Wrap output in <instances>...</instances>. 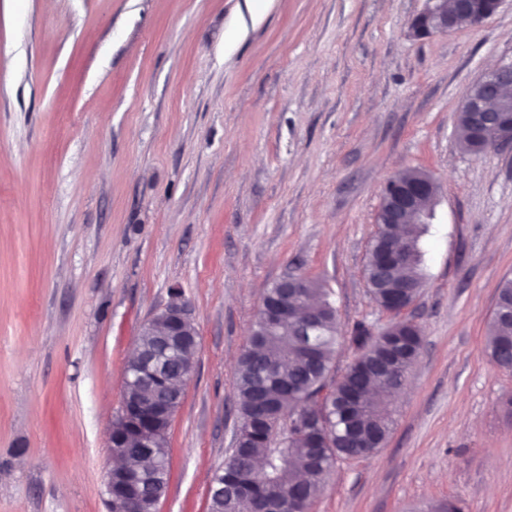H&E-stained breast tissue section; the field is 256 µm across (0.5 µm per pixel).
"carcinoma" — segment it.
I'll return each mask as SVG.
<instances>
[{
    "label": "carcinoma",
    "mask_w": 512,
    "mask_h": 512,
    "mask_svg": "<svg viewBox=\"0 0 512 512\" xmlns=\"http://www.w3.org/2000/svg\"><path fill=\"white\" fill-rule=\"evenodd\" d=\"M427 224H408L395 247H415L413 262L392 268V276L426 285L423 238ZM296 303L312 302L313 322L301 315L253 336L238 360L235 385L243 446L231 448L222 468L210 512H305L339 460H349L377 446L391 431L385 398L405 383L422 347L420 328L393 316L376 329L356 323L351 341L354 358L340 376L333 375L338 311L332 292L301 276ZM512 345V278H504L489 325L485 351L499 359ZM374 383L378 401L364 396ZM262 459L256 466V458ZM126 465L139 473L143 493L160 496L169 481L168 441L155 448H129Z\"/></svg>",
    "instance_id": "cac0c4a2"
}]
</instances>
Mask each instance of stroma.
Listing matches in <instances>:
<instances>
[{
  "label": "stroma",
  "mask_w": 512,
  "mask_h": 512,
  "mask_svg": "<svg viewBox=\"0 0 512 512\" xmlns=\"http://www.w3.org/2000/svg\"><path fill=\"white\" fill-rule=\"evenodd\" d=\"M426 0H0V512H109L110 424L141 324L180 289L198 329L159 512H207L240 424L235 368L265 289L331 288L335 368L385 182H439L423 338L376 454L311 512H512V373L485 338L512 278V153L456 114L512 59V0L413 38Z\"/></svg>",
  "instance_id": "obj_1"
}]
</instances>
